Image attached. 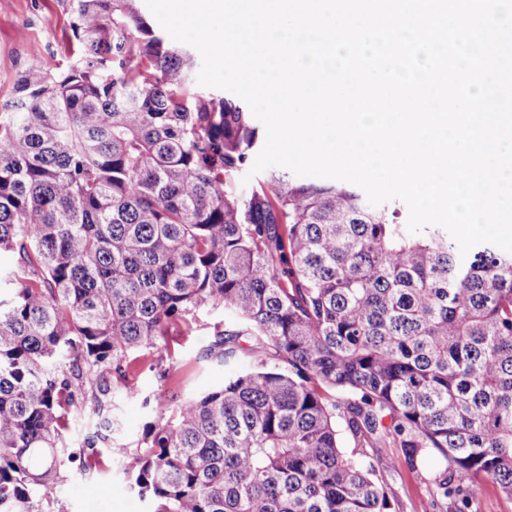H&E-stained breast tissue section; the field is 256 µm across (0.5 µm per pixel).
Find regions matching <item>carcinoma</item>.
<instances>
[{"label": "carcinoma", "mask_w": 512, "mask_h": 512, "mask_svg": "<svg viewBox=\"0 0 512 512\" xmlns=\"http://www.w3.org/2000/svg\"><path fill=\"white\" fill-rule=\"evenodd\" d=\"M67 2L78 54L0 105V512H56L135 354L166 380L168 336L219 308L202 357L224 385L145 398L147 512H394L387 446L439 457L438 501L482 478L512 497V253L462 256L342 184L272 170L237 192L252 112L188 95L196 55L140 0Z\"/></svg>", "instance_id": "1"}]
</instances>
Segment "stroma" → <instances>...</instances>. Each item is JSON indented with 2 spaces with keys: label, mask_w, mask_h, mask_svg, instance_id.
Instances as JSON below:
<instances>
[{
  "label": "stroma",
  "mask_w": 512,
  "mask_h": 512,
  "mask_svg": "<svg viewBox=\"0 0 512 512\" xmlns=\"http://www.w3.org/2000/svg\"><path fill=\"white\" fill-rule=\"evenodd\" d=\"M70 35L65 0H0V102L14 96L25 68L65 66L76 47ZM207 339L204 329L170 336L168 361L173 371L164 385L196 397L223 384L229 368L200 357ZM149 363V356L138 358L128 374V390L118 393L111 449H100L83 478L54 488L57 512H145V503L129 490L128 466L145 424L153 418L144 398L163 385L149 371ZM378 454L394 461L382 480L393 496L396 512H512V497L489 478L468 487L467 508H460L454 500L445 506L437 504L430 483L437 467L435 458H425L413 468L400 449L382 448Z\"/></svg>",
  "instance_id": "1"
}]
</instances>
